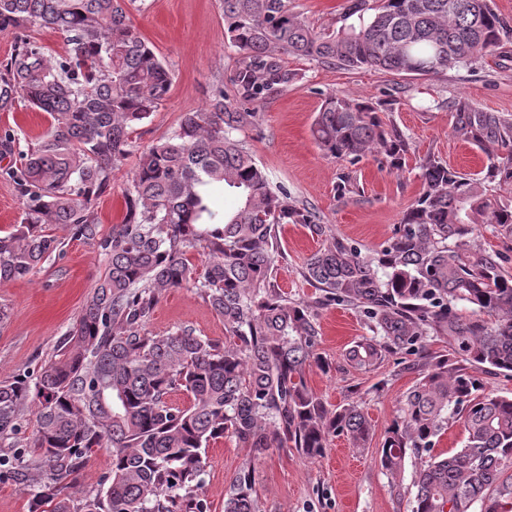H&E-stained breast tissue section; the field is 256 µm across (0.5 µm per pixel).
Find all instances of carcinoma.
<instances>
[{"label": "carcinoma", "mask_w": 512, "mask_h": 512, "mask_svg": "<svg viewBox=\"0 0 512 512\" xmlns=\"http://www.w3.org/2000/svg\"><path fill=\"white\" fill-rule=\"evenodd\" d=\"M132 2L0 0V34L15 39L0 64V102L19 94L52 119L46 136L4 170L24 217L0 236V284L61 254L43 224L96 241L108 259L51 359L0 382V468L23 486L29 512H210L206 449L226 435L250 459L229 484L224 512H262L252 460L284 448L321 457L339 436L365 449L372 425L358 403L332 411L306 384V367H331L309 306L288 299L273 278L284 224L322 239L305 261L306 281L368 319L373 336L349 349L350 363L367 369L387 353L416 356L428 336L447 338L460 356L409 365L418 378L378 449L393 494L401 495L406 459L426 454L412 512H512L504 477L512 397L486 392L469 371L475 364L486 375H512V274L500 255L468 241L473 224L512 233V200L489 193L496 180L512 182V119L456 99L453 132L484 151L487 164L471 174L435 156L421 160L422 192L372 255L293 205L288 187L272 184L237 136L257 122L247 105L296 81L282 55L432 76L476 63L512 38V23L491 0H346L359 24L333 34L316 31L289 0H221L240 55L238 98L215 89L206 109L185 113L141 149L132 134L166 100L173 74L130 24ZM34 27L60 33L65 53H49ZM378 112L363 98L328 95L312 136L328 157L355 165L370 155L398 170L408 140ZM135 152L123 217L102 235L94 204ZM217 185L239 201L221 224L213 223ZM190 254L204 258L202 267ZM179 288L195 289L224 318V341L144 329L161 296ZM178 392L188 404L171 401ZM30 415L32 443L18 448ZM456 422L462 446L432 454ZM101 449L108 471L85 490L77 476Z\"/></svg>", "instance_id": "1"}]
</instances>
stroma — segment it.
Wrapping results in <instances>:
<instances>
[{"mask_svg": "<svg viewBox=\"0 0 512 512\" xmlns=\"http://www.w3.org/2000/svg\"><path fill=\"white\" fill-rule=\"evenodd\" d=\"M290 5L322 31L336 32L350 25L345 0H290ZM129 18L173 74L168 98L141 127L137 145L171 133L184 113L204 108L216 88L236 97L232 79L238 54L228 43L220 0H137ZM281 63L298 73V80L257 105L258 124L240 137L273 183L286 184L292 199L320 212L337 237L369 252L392 237L403 213L418 197L421 159L433 155L465 172L484 167V152L453 133L451 104L456 98L466 97L485 111L512 119V40L475 65L454 67L433 77L350 69L296 56L282 57ZM331 93L380 104L383 123L402 131L410 145L401 170L378 165L370 156L353 166L323 154L310 128L325 95ZM51 122L47 113L31 108L22 97L0 105V134L10 130L16 138L13 148L0 146V172L14 163L19 149L38 142ZM133 166V160L125 161L115 173L111 190L94 206L102 233H111L121 221V189ZM347 174L354 190L342 195L338 185ZM44 231L62 240V255L39 265L24 279L0 285V306L9 313L8 321L0 324V381L39 368L50 358L106 268L95 241L55 224L46 225ZM279 237L275 281L289 299L309 304L319 326L318 350L332 364L327 373L309 368L307 383L329 409L359 402L372 423L373 436L361 452L353 451L341 437L315 460L286 449L256 461L263 512H412V480L419 459H407L400 477L402 493L397 496L377 450L417 375L402 369L395 355L366 371L351 365L349 349L370 334L363 313L323 301L321 291L303 278L307 257L322 246L306 226L284 225ZM145 329L153 334L189 329L197 336L220 340L224 320L195 290L181 288L160 298ZM246 458V448L234 438L210 445L204 488L210 512H224L226 490Z\"/></svg>", "mask_w": 512, "mask_h": 512, "instance_id": "stroma-1", "label": "stroma"}]
</instances>
